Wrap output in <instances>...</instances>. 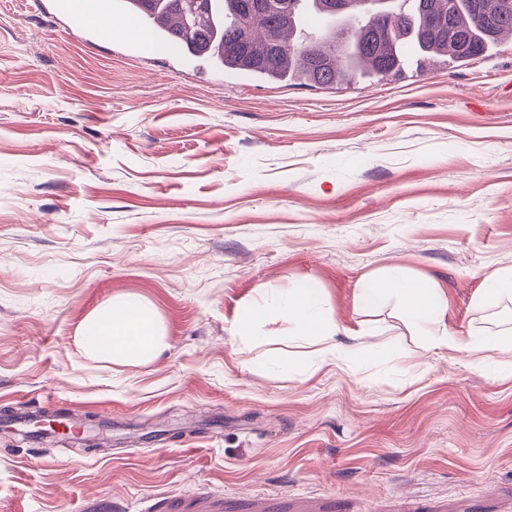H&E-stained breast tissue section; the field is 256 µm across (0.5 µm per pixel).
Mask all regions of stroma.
<instances>
[{
	"label": "stroma",
	"instance_id": "35a3bbf8",
	"mask_svg": "<svg viewBox=\"0 0 512 512\" xmlns=\"http://www.w3.org/2000/svg\"><path fill=\"white\" fill-rule=\"evenodd\" d=\"M0 0V415L94 417L87 454L0 430V512H512V375L430 346L512 336V40L470 64L335 89L200 79ZM347 351L295 360L288 292ZM134 295L166 346L88 357L83 323ZM268 313L247 336L235 319ZM397 296L405 305L407 317L413 321L435 324L448 310L439 292L408 280L366 281L359 289V304L366 308L380 305L389 296Z\"/></svg>",
	"mask_w": 512,
	"mask_h": 512
}]
</instances>
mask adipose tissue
Listing matches in <instances>:
<instances>
[{
  "label": "adipose tissue",
  "instance_id": "obj_1",
  "mask_svg": "<svg viewBox=\"0 0 512 512\" xmlns=\"http://www.w3.org/2000/svg\"><path fill=\"white\" fill-rule=\"evenodd\" d=\"M311 289L300 287L288 297L282 313L300 328L302 341L297 357L308 366L320 367L338 346L322 319L314 312ZM398 297L405 305L410 320L437 323L447 311L446 299L439 292L408 280L368 281L359 290L361 306L374 308L389 296ZM82 345L95 357L122 365L145 364L155 359L165 346L162 323L156 311L135 296L113 300L91 313L84 325ZM432 347L465 351L474 362H483L487 352L512 355V339L475 340L448 332L434 335Z\"/></svg>",
  "mask_w": 512,
  "mask_h": 512
}]
</instances>
